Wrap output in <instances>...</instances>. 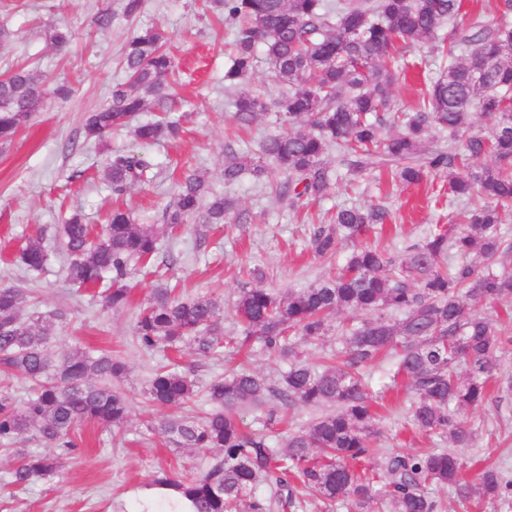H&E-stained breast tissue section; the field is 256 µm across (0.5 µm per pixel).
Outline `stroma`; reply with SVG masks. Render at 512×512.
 <instances>
[{"instance_id":"obj_1","label":"stroma","mask_w":512,"mask_h":512,"mask_svg":"<svg viewBox=\"0 0 512 512\" xmlns=\"http://www.w3.org/2000/svg\"><path fill=\"white\" fill-rule=\"evenodd\" d=\"M125 0H0V74L17 65L36 73L52 74L69 83V101L46 100L29 125L13 141L0 144V285L30 289L42 310L63 315L61 330L51 348L61 357L74 347L109 349L129 366L118 382L132 402L125 427L104 429L81 424V447L66 455L58 473L15 490L6 484L16 464L15 454L0 450V512H135L136 493L155 477L200 475L213 462L205 450H183L169 445L151 425L161 416L143 393L154 369L163 363L159 351L142 349L133 326L137 309L155 289L179 283L182 294H207L222 308L224 333H238L234 302L244 283L242 273L258 268L263 288L274 292L300 289L341 267L355 245L376 244L403 258L408 246L422 242L438 227L449 233L460 228L462 203L440 198L443 178L429 175L421 185H406L380 177L370 168L347 188L351 157L329 154L331 180L326 193L296 210L277 199L275 186L286 174L268 166L264 181L242 174L234 184L224 182L227 151L254 155L266 136L281 133L274 113L253 120L249 132L238 133L232 101L235 88L225 86L232 31L220 22L211 0H142L135 17L124 14ZM110 10V28L96 29L91 20L98 10ZM69 25L75 37L63 51L51 45L52 27ZM165 29L168 51L176 70L166 79L168 99L145 112L151 120L168 114L182 117L181 138L157 145L137 141L126 129L113 131L104 143L84 140L83 123L90 112L107 106L113 90L127 81L122 65L125 41L148 27ZM430 42L405 49L399 66L406 70L395 89L396 108L413 112L439 73L430 54ZM144 160L145 183L123 196H113L105 184V169L113 154ZM202 175L209 195L228 196L235 206L225 224L214 226L194 217L176 234L157 241V268L136 272L130 305L115 311L102 306L92 291L70 286L64 259L58 254L56 228L72 213L101 230L113 206H121L135 223L160 226L186 174ZM380 204L389 213L383 233L366 232L343 240L333 257L313 255L309 240L319 224L327 222L337 206ZM42 239L53 256L45 270L26 273L13 266L11 256L29 239ZM368 391L377 401L374 445L376 455L366 468L381 473L386 456L454 451L464 463L462 477L474 480L487 465L512 477V393L491 389L485 402L467 411L476 432L470 447L457 449L446 435H425L410 421V396L405 385L391 381L390 361L364 369ZM320 414L302 405L285 406L268 397L240 410L250 430L268 445L284 450L292 433L304 430Z\"/></svg>"}]
</instances>
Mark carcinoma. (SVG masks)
Listing matches in <instances>:
<instances>
[{"mask_svg":"<svg viewBox=\"0 0 512 512\" xmlns=\"http://www.w3.org/2000/svg\"><path fill=\"white\" fill-rule=\"evenodd\" d=\"M224 24L234 29L235 51L224 82L243 86L261 46L276 82L288 92L278 103L277 119L289 131L265 137L256 159L233 152L224 157V183L233 184L245 171L263 180L268 160L288 174L277 196L300 208L323 195L330 181L327 153L334 148L356 157L355 168L381 167L394 180L420 183L427 172L442 173L448 200L478 194L481 206L465 211L463 227L453 237L439 231L412 247L405 260L377 246L354 249L334 276L286 294L263 288H241L235 312L240 335L221 331L220 305L207 295L183 297L162 288L139 307L134 333L146 349L181 351L188 345L203 359L224 348L241 349L255 341L289 359L276 385L247 369L215 378L206 387L211 410L203 416H169L158 424L177 448L206 449L214 461L200 476L175 480L161 477L156 486L171 487L191 503V512H267L272 503L253 498L256 485L267 480L279 487L293 479L324 501L349 502L353 512H434L424 493L428 483L458 489L464 501L500 499L512 502V478L496 467L485 468L473 482L461 480L463 463L453 453L389 455L382 485L358 462L375 453L372 400L360 369L385 355L394 376L407 380L410 412L416 429L448 434L458 446L473 438L465 411L482 403L496 378L497 354L512 345L496 322L473 311L478 304L512 295V275H497L471 260L489 261L512 251L497 232L501 211L512 204V27L475 20L456 26L464 0H218ZM448 29L447 36L438 32ZM73 38L66 25L49 32L51 44L65 48ZM425 39L450 59L427 89L422 106L403 116L393 111L397 55ZM168 33L141 31L123 48L128 86L112 92V104L86 119L85 137L103 140L114 128H128L145 144L174 140L176 120L139 119L149 100L165 98V79L175 68L164 50ZM47 77L19 67L0 79V142L10 141L43 105ZM235 118L247 125L269 111L264 96L243 88L234 99ZM492 122L491 134L471 132L475 113ZM404 120V130L390 134L386 125ZM455 139L453 148L433 151L424 159L431 129ZM147 165L129 156L107 161L110 190L122 195L144 181ZM204 182L187 177L165 211V229L173 230L202 212L207 224H222L232 203L214 197L203 203ZM388 218L381 205L343 206L333 223L319 226L311 249L320 257L336 254L340 240L354 238ZM66 254L67 280L76 288H96L104 305H129L132 267L148 263L157 252L158 230L137 224L128 212L114 208L102 232L94 234L80 214H72L56 230ZM453 251L459 261L443 267ZM49 261L42 240L29 241L13 263L28 272ZM403 313L394 321L387 310ZM345 312L359 321L344 332L342 348L323 364L299 359L286 333L322 340L331 330L329 318ZM62 315L41 312L30 291L0 286V366L6 374L33 383L34 392L18 400L0 390V442L17 441L35 430L46 444L76 448L77 426L93 422L120 429L131 403L112 387L127 372L124 358L110 352L77 347L54 359L50 346ZM195 381L175 368H160L145 391L149 402L180 409L192 401ZM286 405L327 407L305 430L288 437L280 454L241 424L236 411L266 395ZM18 463L7 484L18 488L53 477L61 467L58 454L18 448Z\"/></svg>","mask_w":512,"mask_h":512,"instance_id":"1","label":"carcinoma"}]
</instances>
